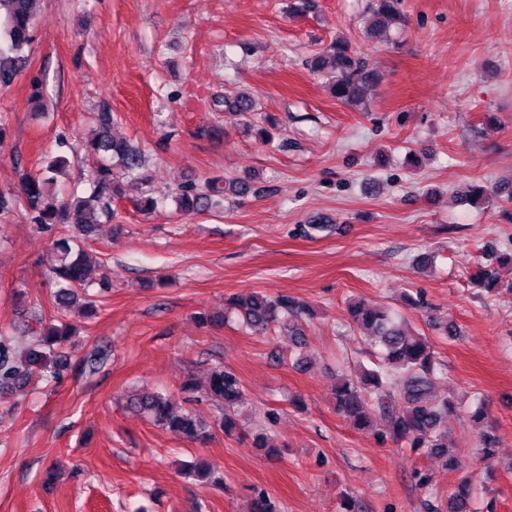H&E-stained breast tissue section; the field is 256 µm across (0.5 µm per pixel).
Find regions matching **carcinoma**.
<instances>
[{"mask_svg":"<svg viewBox=\"0 0 512 512\" xmlns=\"http://www.w3.org/2000/svg\"><path fill=\"white\" fill-rule=\"evenodd\" d=\"M35 0H0V89L10 87L26 67L25 50L33 41ZM403 0H370L367 37L383 33L389 25L403 19ZM331 60L335 80L334 97L341 103L362 106L365 94L378 77L373 65L347 40L331 42L316 53L309 66L320 74L326 60ZM224 108L234 116L249 115L255 100L243 93L224 99ZM97 133L90 142V151L104 154L117 162L119 172L110 166L95 170L92 188L82 196L74 193L58 202L46 198V186L53 182V173L61 160L46 163L41 174L21 175V195L33 222L55 231L52 241L56 264L51 268L49 283L58 316L47 322L35 319L30 328L36 345L27 356H17L6 340L0 339V394L12 395L23 390L34 366H39L56 380L69 366L62 349L74 335L73 326L63 315L81 308L87 315L95 313V302L86 296L92 268L98 264L97 252L89 249L97 227L112 221L113 201L122 195L121 180L137 179L143 169L141 152L126 138L112 133V116L101 112L96 118ZM250 186L243 181L212 180L206 189L186 187L178 196L184 209L218 207L224 196H245ZM472 284L486 290L499 288L491 265H477ZM351 322L367 331V338L380 355L375 369L365 367L338 378L334 389L336 412L359 431L373 430V416L386 423L393 440L406 442L426 458H436L450 470L465 467L458 449L448 447V415L455 410L453 400L440 398L433 390L437 360L432 343L423 334L405 327L395 314L384 307L364 302L348 307ZM235 316L245 327L265 333L273 327L283 330L291 347L304 345L303 322L312 315L310 305L290 297H269L257 292L236 295L225 303V314L201 316L206 324L222 323ZM108 359L104 349L90 351L81 361L82 369L93 372ZM182 393L195 402H209L215 411L207 420L195 410L179 404L160 391L138 390L127 396L126 408L155 425L182 435L193 443L205 444L219 429L229 435L239 428L236 409L242 404L244 387L236 372L224 365L212 368L205 387L191 378L182 380ZM477 487L470 479H462L448 493L445 506L423 503L427 512H470L471 499Z\"/></svg>","mask_w":512,"mask_h":512,"instance_id":"1","label":"carcinoma"}]
</instances>
